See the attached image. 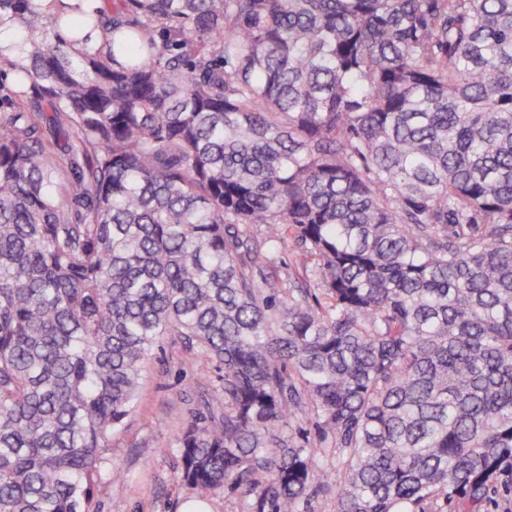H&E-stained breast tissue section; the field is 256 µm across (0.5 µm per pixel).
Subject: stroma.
I'll list each match as a JSON object with an SVG mask.
<instances>
[{"mask_svg": "<svg viewBox=\"0 0 512 512\" xmlns=\"http://www.w3.org/2000/svg\"><path fill=\"white\" fill-rule=\"evenodd\" d=\"M224 372L184 337L161 338L135 409L112 438V462L94 491V512H179L195 495L179 477L178 437L190 412L201 410ZM127 476L122 492L112 472Z\"/></svg>", "mask_w": 512, "mask_h": 512, "instance_id": "obj_1", "label": "stroma"}]
</instances>
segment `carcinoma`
Segmentation results:
<instances>
[{"label": "carcinoma", "mask_w": 512, "mask_h": 512, "mask_svg": "<svg viewBox=\"0 0 512 512\" xmlns=\"http://www.w3.org/2000/svg\"><path fill=\"white\" fill-rule=\"evenodd\" d=\"M3 19L0 512H93L171 331L224 369L178 439L201 497L480 512L512 478V0ZM0 55L11 59L21 56V46L12 24L8 21L0 26Z\"/></svg>", "instance_id": "carcinoma-1"}]
</instances>
